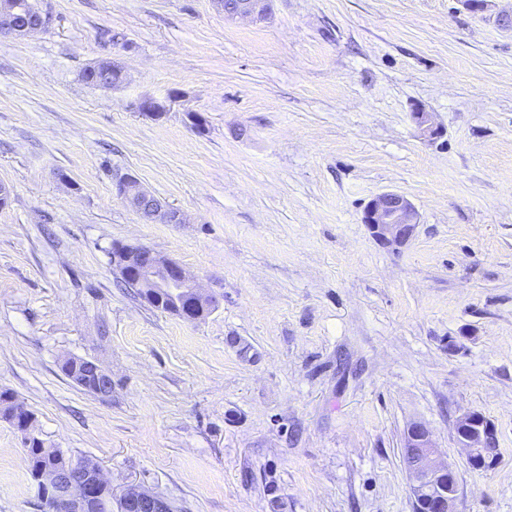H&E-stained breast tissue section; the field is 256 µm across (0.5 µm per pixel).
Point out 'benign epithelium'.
Here are the masks:
<instances>
[{
    "mask_svg": "<svg viewBox=\"0 0 512 512\" xmlns=\"http://www.w3.org/2000/svg\"><path fill=\"white\" fill-rule=\"evenodd\" d=\"M270 0H246L232 17L260 19L268 13ZM22 9L18 0H0V36H26L45 30L52 24V17L45 13L41 23L33 27L17 24V14ZM168 100L153 96H142L133 103L136 111L162 118L170 110ZM113 194L131 208L139 209V204L152 198V193L140 185L136 176L130 173L112 177ZM150 220L163 224H182L184 216L178 209L155 199ZM363 223L372 235L385 244H402L413 237L418 224V213L413 203L398 192H383L375 196L364 210ZM148 263L135 264L138 251L126 246L112 256V269L121 280H128L139 288L142 295L155 297V292L163 290L172 295L182 296L185 304L179 308L180 318L197 322L207 317L218 307L215 295L203 290L186 269L149 248H143ZM89 369L88 376L95 379L96 395H112V374L97 360H84ZM456 437L461 447L468 452V460L476 470L489 469L494 458L487 448L496 440V430L486 417L476 411L459 417L456 423ZM403 447L414 449V460L409 468L413 481L409 491L413 500L414 512H457L458 485L454 482V469L449 463L437 460L432 433L422 422L411 423L405 433ZM39 481L55 487V505L58 512H81L84 498L97 487L112 489V482L105 478L98 463L90 460L85 469L72 471L69 468L49 467L41 471ZM120 512H168L169 502L144 489L130 486L118 496Z\"/></svg>",
    "mask_w": 512,
    "mask_h": 512,
    "instance_id": "1",
    "label": "benign epithelium"
}]
</instances>
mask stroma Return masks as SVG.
Here are the masks:
<instances>
[{
  "mask_svg": "<svg viewBox=\"0 0 512 512\" xmlns=\"http://www.w3.org/2000/svg\"><path fill=\"white\" fill-rule=\"evenodd\" d=\"M271 2L253 21L215 0H37L50 27L0 39V389L114 492L174 512H413L414 421L457 471L458 512H512V0ZM101 59L121 87L83 82ZM144 95L168 116L134 112ZM124 173L185 223L117 199ZM388 191L418 211L403 245L362 222ZM116 242L174 259L219 308L191 323L134 297ZM69 356L98 359L111 398L66 377ZM470 411L496 430L491 469L456 441ZM0 512H43L1 420ZM118 499L120 512H169L167 500L136 486L124 489Z\"/></svg>",
  "mask_w": 512,
  "mask_h": 512,
  "instance_id": "35a3bbf8",
  "label": "stroma"
}]
</instances>
